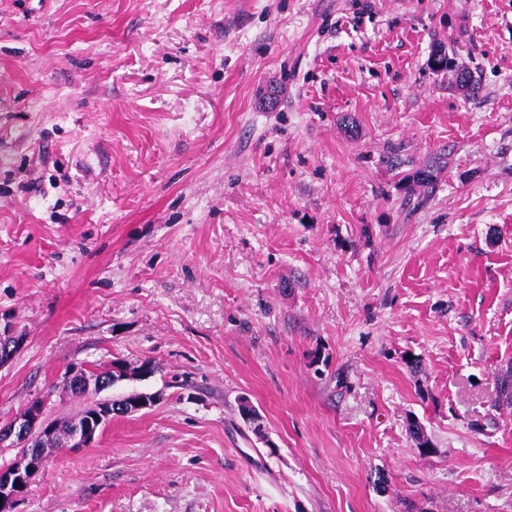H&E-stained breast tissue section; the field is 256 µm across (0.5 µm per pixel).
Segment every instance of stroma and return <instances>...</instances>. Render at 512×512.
<instances>
[{
    "instance_id": "1",
    "label": "stroma",
    "mask_w": 512,
    "mask_h": 512,
    "mask_svg": "<svg viewBox=\"0 0 512 512\" xmlns=\"http://www.w3.org/2000/svg\"><path fill=\"white\" fill-rule=\"evenodd\" d=\"M0 324L1 426L155 401L17 512H512V0H0ZM441 168L440 162L433 161L431 164L425 165L424 167L412 169L401 178V180L407 184L405 190L408 194L407 200L409 203L413 194L412 186L422 188L426 196L433 193L438 181V172ZM117 368L116 371H109L107 373H97V377L91 379L88 378L85 367H73L70 368L66 372L65 382L67 388L71 391H75L78 387H85L90 389L93 383L96 384V387L101 391L107 387L112 386V376L115 382L122 378V375L119 374L118 369L121 368L120 365L115 366Z\"/></svg>"
}]
</instances>
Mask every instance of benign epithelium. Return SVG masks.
Listing matches in <instances>:
<instances>
[{
  "label": "benign epithelium",
  "mask_w": 512,
  "mask_h": 512,
  "mask_svg": "<svg viewBox=\"0 0 512 512\" xmlns=\"http://www.w3.org/2000/svg\"><path fill=\"white\" fill-rule=\"evenodd\" d=\"M21 343L10 327H0V367L12 360ZM66 386L74 391L80 387L96 386L103 390L112 386V372L99 373L90 379L86 368L73 367L66 372ZM150 403L128 399L122 403L101 401L83 422L71 425L68 436L61 438L60 427L44 416L41 402L34 401L20 415L0 427V447L20 448L23 462L0 469V512H15L17 503L26 495L44 460L65 443L69 448H84L95 439L100 426L114 416L143 410Z\"/></svg>",
  "instance_id": "7a95c632"
}]
</instances>
